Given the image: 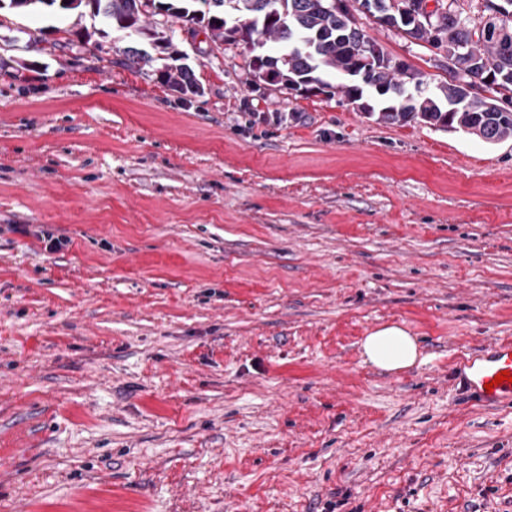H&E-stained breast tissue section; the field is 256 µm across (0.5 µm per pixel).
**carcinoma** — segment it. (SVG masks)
Returning <instances> with one entry per match:
<instances>
[{
	"label": "carcinoma",
	"mask_w": 512,
	"mask_h": 512,
	"mask_svg": "<svg viewBox=\"0 0 512 512\" xmlns=\"http://www.w3.org/2000/svg\"><path fill=\"white\" fill-rule=\"evenodd\" d=\"M460 0H448L441 26L432 31L417 29L413 37L436 41L448 57H455L461 49L469 51L468 61L475 64L472 73L479 79L491 80L488 90L499 100L500 111L488 108L491 99L471 96L461 102L460 89L446 81L438 86L439 93L416 97L408 92V84L423 85L416 73L409 75L395 69L371 65L354 70L351 67V47L372 39L356 24L351 14L340 15L324 8V0H0V9L9 8L23 13H35L41 7L56 6L76 13V21L69 27H53L52 34L62 35L65 43L73 37L91 41L96 34L105 36L107 29L127 31L159 50L164 64L159 78L171 90L182 96H200L203 93L194 71L183 63L185 56L172 37L159 29L155 17H170L188 29L201 28L216 46L256 44V38L272 43L274 54H254L247 65L251 71L259 69L257 62L275 66L288 81L305 82L313 77L322 86L333 88L346 99L360 102L365 92H371L389 104L380 108L371 104L369 114H378L383 123H405L421 119L433 127H452L476 135L488 143L512 136V84L502 93L493 87L497 78L512 80V0H503L497 17L500 28L511 36L493 41L478 37L483 17H472L458 8ZM99 20L101 27L88 30L81 25L85 16ZM127 65L140 69L154 58L147 51L130 45L123 51ZM325 71L339 73L346 82L335 87L322 79Z\"/></svg>",
	"instance_id": "carcinoma-1"
}]
</instances>
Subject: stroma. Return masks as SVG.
<instances>
[{"mask_svg":"<svg viewBox=\"0 0 512 512\" xmlns=\"http://www.w3.org/2000/svg\"><path fill=\"white\" fill-rule=\"evenodd\" d=\"M71 21L0 10V512H512V409L451 380L512 340V137L289 93L171 19L183 100ZM387 324L420 362L363 363Z\"/></svg>","mask_w":512,"mask_h":512,"instance_id":"obj_1","label":"stroma"}]
</instances>
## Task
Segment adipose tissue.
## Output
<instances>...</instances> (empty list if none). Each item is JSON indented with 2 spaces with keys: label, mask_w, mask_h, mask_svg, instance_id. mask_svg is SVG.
<instances>
[{
  "label": "adipose tissue",
  "mask_w": 512,
  "mask_h": 512,
  "mask_svg": "<svg viewBox=\"0 0 512 512\" xmlns=\"http://www.w3.org/2000/svg\"><path fill=\"white\" fill-rule=\"evenodd\" d=\"M361 349L364 363L387 372L409 368L420 357L415 337L396 324L372 331L364 337Z\"/></svg>",
  "instance_id": "obj_1"
}]
</instances>
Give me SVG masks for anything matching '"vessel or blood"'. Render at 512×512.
<instances>
[{
    "instance_id": "b4317fda",
    "label": "vessel or blood",
    "mask_w": 512,
    "mask_h": 512,
    "mask_svg": "<svg viewBox=\"0 0 512 512\" xmlns=\"http://www.w3.org/2000/svg\"><path fill=\"white\" fill-rule=\"evenodd\" d=\"M512 373V342L499 341L480 351L458 356L452 377L459 392L485 408H512V383L500 381L501 372Z\"/></svg>"
}]
</instances>
